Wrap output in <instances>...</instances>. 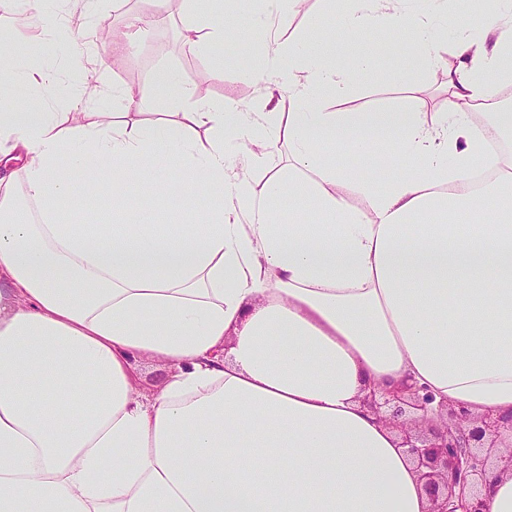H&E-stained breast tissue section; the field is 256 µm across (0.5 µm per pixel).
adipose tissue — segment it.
<instances>
[{
  "label": "adipose tissue",
  "instance_id": "1",
  "mask_svg": "<svg viewBox=\"0 0 512 512\" xmlns=\"http://www.w3.org/2000/svg\"><path fill=\"white\" fill-rule=\"evenodd\" d=\"M198 2L186 0L193 53L234 34L223 0L201 14ZM256 2L257 110L165 71L173 110L146 123L152 91L112 83L105 47L75 49L72 67L124 102L108 124L49 110L53 66L20 53L0 72V99L16 83L44 95L0 113V512H429L400 433L365 395L424 386L475 416L512 413V155L472 180L475 152L512 133V111L470 118L512 84V0L457 28L438 112L326 109L371 65L370 44L336 69L325 31L281 36L302 0ZM447 7L348 0L344 23L409 31L434 69ZM388 135L416 174L370 179L331 159L339 143L380 152ZM64 153L112 166L111 184L75 186ZM182 166L196 196L173 175ZM133 187L185 210L205 198L211 218L154 223L129 209ZM104 195L117 223L61 220V202ZM288 197L315 223L281 220ZM141 357L168 369L150 401L134 384Z\"/></svg>",
  "mask_w": 512,
  "mask_h": 512
}]
</instances>
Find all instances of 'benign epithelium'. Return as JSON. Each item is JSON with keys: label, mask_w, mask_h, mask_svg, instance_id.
Masks as SVG:
<instances>
[{"label": "benign epithelium", "mask_w": 512, "mask_h": 512, "mask_svg": "<svg viewBox=\"0 0 512 512\" xmlns=\"http://www.w3.org/2000/svg\"><path fill=\"white\" fill-rule=\"evenodd\" d=\"M433 392L412 387L402 394L374 390L364 405L402 434L433 504L432 512H485L479 485L493 470L512 471V416L475 417L461 408H440L442 425L406 420V408L428 410Z\"/></svg>", "instance_id": "7a95c632"}]
</instances>
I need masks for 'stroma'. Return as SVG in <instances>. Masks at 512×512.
<instances>
[{"label": "stroma", "instance_id": "obj_1", "mask_svg": "<svg viewBox=\"0 0 512 512\" xmlns=\"http://www.w3.org/2000/svg\"><path fill=\"white\" fill-rule=\"evenodd\" d=\"M235 5L236 40L213 46L201 55L185 53L177 37L168 36L159 28L142 34L137 46L127 49L129 27L122 0H100L98 18L84 25L82 41L85 46H92L97 23L114 28L111 76L118 83L125 84L135 78L144 84L150 82L156 72L168 67L176 70L187 83L208 84V93L214 101L233 99L257 108L262 103V84L246 74L247 59L241 49L242 43L254 37V0H235ZM316 15L321 16L322 25L331 36L329 50L332 58L338 66H349L353 48L360 38L345 28L339 8L328 4L327 0H307L302 12L287 19L285 35H307L309 21ZM363 39L373 47L374 63L356 73L345 108L377 112L408 105L410 98L416 97L426 111L442 110L448 96L443 71L439 68L426 71L418 65L408 31L369 33ZM336 161L366 177L388 178L413 171L412 165L402 161L393 151L365 156L341 152Z\"/></svg>", "mask_w": 512, "mask_h": 512}]
</instances>
